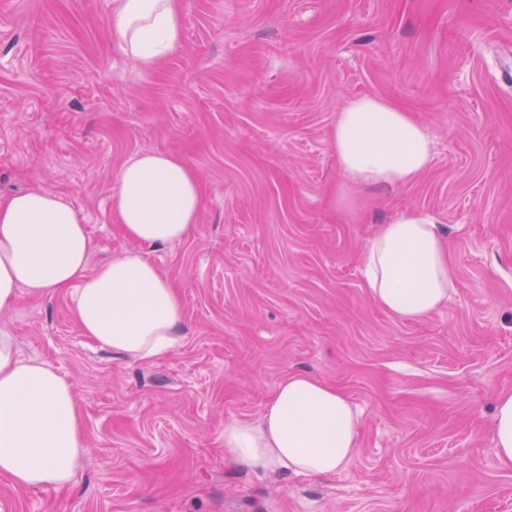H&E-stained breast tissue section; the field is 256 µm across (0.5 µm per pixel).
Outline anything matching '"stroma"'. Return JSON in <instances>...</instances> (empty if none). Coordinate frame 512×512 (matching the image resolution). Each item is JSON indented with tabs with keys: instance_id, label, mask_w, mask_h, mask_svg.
<instances>
[{
	"instance_id": "stroma-1",
	"label": "stroma",
	"mask_w": 512,
	"mask_h": 512,
	"mask_svg": "<svg viewBox=\"0 0 512 512\" xmlns=\"http://www.w3.org/2000/svg\"><path fill=\"white\" fill-rule=\"evenodd\" d=\"M180 47L143 70L116 49L112 0H0V196H64L96 243L134 249L114 177L143 151L199 176L198 228L144 247L178 291L183 340L150 362L84 336L66 293L0 314L23 358L69 379L88 452L72 484L0 512H512L492 441L512 388V0H179ZM434 139L414 184L343 197L328 132L361 96ZM433 215L454 289L429 319L368 296L361 256L404 209ZM305 372L345 391L359 446L335 475L224 459Z\"/></svg>"
}]
</instances>
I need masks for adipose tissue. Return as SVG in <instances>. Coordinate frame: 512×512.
Returning <instances> with one entry per match:
<instances>
[{
	"label": "adipose tissue",
	"instance_id": "1",
	"mask_svg": "<svg viewBox=\"0 0 512 512\" xmlns=\"http://www.w3.org/2000/svg\"><path fill=\"white\" fill-rule=\"evenodd\" d=\"M109 30L118 50L154 68L182 41L176 0H112ZM329 142L347 189L409 185L433 160V139L397 102L351 99L337 112ZM113 209L134 250L90 268L94 242L61 195L34 188L0 197V312L21 294L68 293L83 334L112 353L150 361L178 346L184 312L171 283L142 246L163 248L198 226L203 191L196 172L163 152L132 156L118 170ZM437 219L409 209L381 225L362 260L373 301L401 321H422L453 288ZM359 417L346 393L304 373L276 387L258 421L224 427V457L297 477L330 476L358 448ZM492 439L512 468V390L498 394ZM87 453L73 384L50 364L20 357L0 332V478L16 489L69 485Z\"/></svg>",
	"mask_w": 512,
	"mask_h": 512
}]
</instances>
